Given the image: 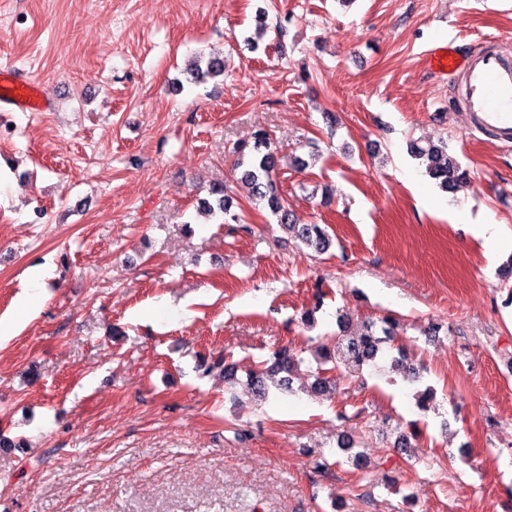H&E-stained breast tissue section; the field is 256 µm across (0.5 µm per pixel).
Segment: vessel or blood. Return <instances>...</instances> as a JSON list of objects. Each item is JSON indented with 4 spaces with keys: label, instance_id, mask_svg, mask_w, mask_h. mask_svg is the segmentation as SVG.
Segmentation results:
<instances>
[{
    "label": "vessel or blood",
    "instance_id": "b4317fda",
    "mask_svg": "<svg viewBox=\"0 0 512 512\" xmlns=\"http://www.w3.org/2000/svg\"><path fill=\"white\" fill-rule=\"evenodd\" d=\"M443 74L461 79L462 107L473 129L512 142V54L486 50L469 56L442 47L431 59ZM0 102L21 112H42L46 103L39 85L0 68Z\"/></svg>",
    "mask_w": 512,
    "mask_h": 512
}]
</instances>
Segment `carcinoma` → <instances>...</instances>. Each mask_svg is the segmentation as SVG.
Instances as JSON below:
<instances>
[{"mask_svg":"<svg viewBox=\"0 0 512 512\" xmlns=\"http://www.w3.org/2000/svg\"><path fill=\"white\" fill-rule=\"evenodd\" d=\"M224 74L221 57L211 54L208 57L198 56L188 69V82L198 86L208 80ZM410 153L414 159L424 166L427 175L435 180L438 187L448 192L469 179V173L448 154V143L422 145L417 141L410 143ZM236 159L234 165L240 169L239 181L247 189L248 198L262 201L271 213L277 217L278 224L292 233L304 245L318 254L326 253L332 239L325 224H295L291 220L288 203L282 197L276 180L279 151L267 131L260 129L253 135V143L241 142L234 148ZM235 207L234 197L220 184L213 187L209 197L199 201L198 209L213 217H221L228 227V232L250 234L252 228L243 223L242 217L232 211ZM383 326L376 327L370 322L360 332H350L342 327V334L328 336L326 341L331 348L325 349L314 372L311 391L323 395L336 384V370L341 367L360 369L365 363L374 360L383 347L392 344L396 339L395 320L385 317ZM295 365L294 356L288 348L277 350L271 364L265 363L247 374L248 385L252 393L264 397L269 391L267 378L280 376L277 387L280 390L290 389V375ZM392 371L405 379L420 378L417 368L408 364L402 351L391 360Z\"/></svg>","mask_w":512,"mask_h":512,"instance_id":"carcinoma-1","label":"carcinoma"}]
</instances>
